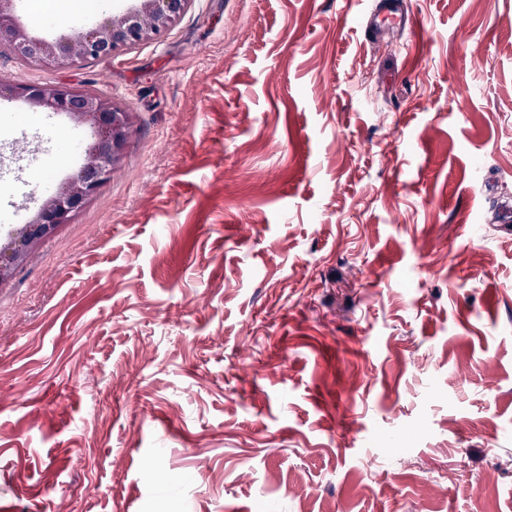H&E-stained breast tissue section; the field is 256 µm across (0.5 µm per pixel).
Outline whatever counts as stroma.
I'll use <instances>...</instances> for the list:
<instances>
[{
	"label": "stroma",
	"instance_id": "obj_1",
	"mask_svg": "<svg viewBox=\"0 0 512 512\" xmlns=\"http://www.w3.org/2000/svg\"><path fill=\"white\" fill-rule=\"evenodd\" d=\"M37 4L20 26L56 40L125 0ZM362 6L194 0L83 66L0 44V81L133 114L0 284V512H512V0H405L414 27L370 35ZM0 112V211L28 220L91 133Z\"/></svg>",
	"mask_w": 512,
	"mask_h": 512
}]
</instances>
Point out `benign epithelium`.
Masks as SVG:
<instances>
[{"label": "benign epithelium", "mask_w": 512, "mask_h": 512, "mask_svg": "<svg viewBox=\"0 0 512 512\" xmlns=\"http://www.w3.org/2000/svg\"><path fill=\"white\" fill-rule=\"evenodd\" d=\"M193 0H130V6L103 18L73 37L47 41L21 28L11 0H0V40L29 66L55 63L86 65L115 57L127 49L160 39L191 7ZM9 97L44 112L67 113L95 133L77 172L45 198L26 224L0 244V283L13 277L31 249L62 224L71 223L121 165L132 132V112L111 99L56 83L10 85Z\"/></svg>", "instance_id": "obj_1"}]
</instances>
